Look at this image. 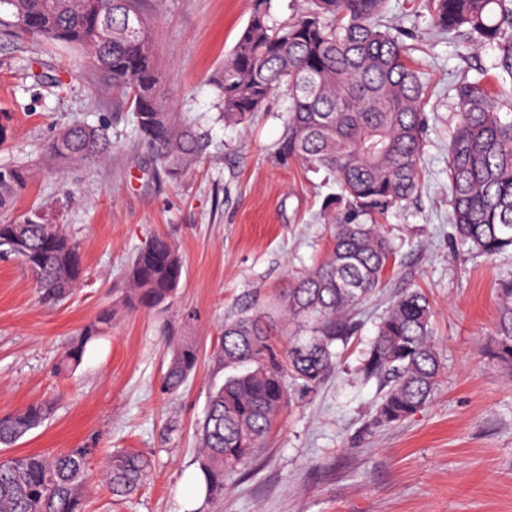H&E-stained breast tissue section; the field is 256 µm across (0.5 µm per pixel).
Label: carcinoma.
<instances>
[{"mask_svg":"<svg viewBox=\"0 0 512 512\" xmlns=\"http://www.w3.org/2000/svg\"><path fill=\"white\" fill-rule=\"evenodd\" d=\"M432 25L441 33L465 30L498 49L492 88L483 80L457 88L459 112L448 148L450 223L455 239L487 256L512 249V0H431ZM385 0H309L291 21L271 22L262 0L223 68L211 79L224 122L242 125L271 95L288 94L281 142L284 155L332 176L352 211L335 225L325 259L292 282L275 303L285 323L308 335L272 343L270 313L244 309L224 321L219 357L230 371L209 396L199 429L206 496L224 494V479L250 460L278 416L289 387H318L336 366L333 349L348 338L345 316L382 284L392 247L378 224L419 189L425 86L410 48L381 24ZM21 34L83 49L103 83L128 97L140 141L155 166L177 180L203 158L206 137L171 111L141 0H0ZM111 149L104 129L73 125L57 136L62 160H104ZM30 174L0 166V212L12 208ZM0 255L21 258L43 300L56 302L82 275L80 248L55 224L33 213L0 223ZM183 261L157 235L133 257L129 303L143 310L167 307L179 286ZM432 306L419 290L396 298L378 323L361 373L383 385L380 426L413 416L434 396L442 366L431 335ZM104 312L69 347L62 367L79 364L87 344L107 329ZM170 358L161 389L176 395L198 362L187 336H169ZM489 354L512 366V283L501 288ZM42 402L0 416V446L10 448L49 419ZM95 449L84 444L53 456L0 458V512H84L83 489ZM151 458L123 448L106 457L104 480L117 499L135 494L148 478Z\"/></svg>","mask_w":512,"mask_h":512,"instance_id":"carcinoma-1","label":"carcinoma"}]
</instances>
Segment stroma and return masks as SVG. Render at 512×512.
Returning a JSON list of instances; mask_svg holds the SVG:
<instances>
[{
	"instance_id": "stroma-1",
	"label": "stroma",
	"mask_w": 512,
	"mask_h": 512,
	"mask_svg": "<svg viewBox=\"0 0 512 512\" xmlns=\"http://www.w3.org/2000/svg\"><path fill=\"white\" fill-rule=\"evenodd\" d=\"M153 22L162 90L173 111L208 137L204 159L180 180L156 169L120 94L104 87L81 49L15 33L0 14V165L31 178L7 217L36 211L80 247L83 276L56 303L42 299L16 258L0 259V415L29 403L53 414L17 454L59 453L96 438L87 512H185L199 470V426L226 371L217 357L226 319L268 308L291 278L325 257L347 206L334 179L282 158L288 96L275 93L246 126L217 117L209 78L246 26L254 0H143ZM430 0H387L383 23L412 48L427 84L419 192L377 217L394 254L383 288L355 311L335 369L313 391L292 389L254 460L197 512H512V368L489 356L498 290L512 252L489 258L451 236L448 141L456 88L494 73L490 45L461 49L430 25ZM105 126L106 160L64 163L52 145L67 126ZM177 247L184 274L158 311L127 304L132 256L154 236ZM432 308L443 366L431 401L405 421L375 422L380 383L358 371L376 325L405 289ZM111 311L112 325L81 364L60 369L75 336ZM191 337L197 368L171 398L160 390L165 335ZM151 457L148 480L117 501L105 455Z\"/></svg>"
}]
</instances>
